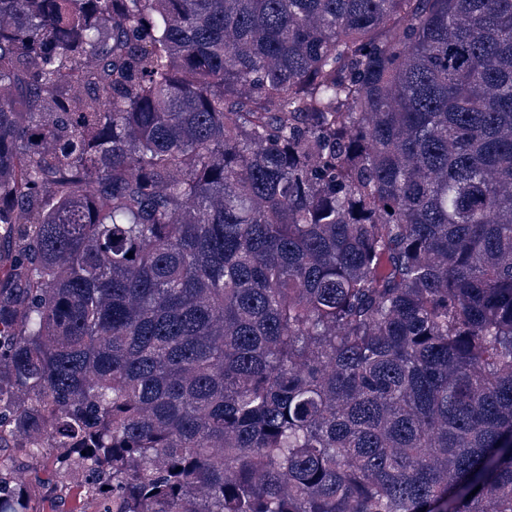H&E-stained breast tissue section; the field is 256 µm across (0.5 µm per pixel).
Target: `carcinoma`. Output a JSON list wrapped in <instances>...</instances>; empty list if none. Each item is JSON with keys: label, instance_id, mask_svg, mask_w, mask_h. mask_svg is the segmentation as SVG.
Returning <instances> with one entry per match:
<instances>
[{"label": "carcinoma", "instance_id": "cac0c4a2", "mask_svg": "<svg viewBox=\"0 0 512 512\" xmlns=\"http://www.w3.org/2000/svg\"><path fill=\"white\" fill-rule=\"evenodd\" d=\"M73 487L512 512V0H0V512Z\"/></svg>", "mask_w": 512, "mask_h": 512}]
</instances>
